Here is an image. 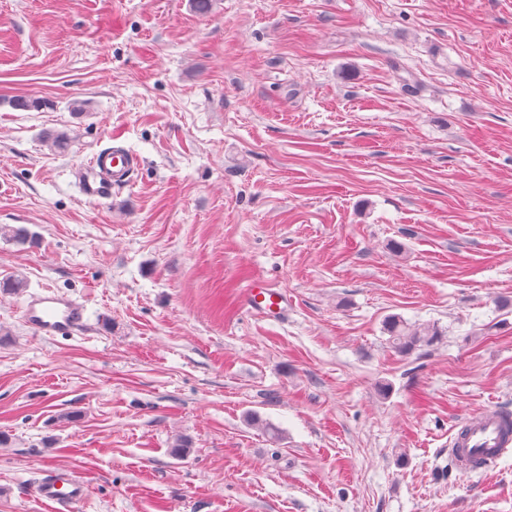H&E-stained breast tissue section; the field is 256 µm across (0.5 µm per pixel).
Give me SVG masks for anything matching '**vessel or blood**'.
Returning a JSON list of instances; mask_svg holds the SVG:
<instances>
[{"label": "vessel or blood", "instance_id": "b4317fda", "mask_svg": "<svg viewBox=\"0 0 512 512\" xmlns=\"http://www.w3.org/2000/svg\"><path fill=\"white\" fill-rule=\"evenodd\" d=\"M138 165L136 154L122 145L95 155L90 178L82 183L83 193L98 199L111 187L128 181ZM245 299L251 308L266 315L283 313L288 293L264 286L250 288ZM24 323L44 337L73 336L86 328V308L67 294L53 288L32 292L22 306ZM512 452V415L495 411L476 414L457 425L448 440V453L462 474H470ZM35 495L49 504L53 512H73L87 496L83 480L68 472L52 468L42 472L34 485Z\"/></svg>", "mask_w": 512, "mask_h": 512}]
</instances>
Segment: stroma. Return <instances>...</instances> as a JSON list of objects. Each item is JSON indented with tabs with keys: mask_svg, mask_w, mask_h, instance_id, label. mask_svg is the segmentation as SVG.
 <instances>
[{
	"mask_svg": "<svg viewBox=\"0 0 512 512\" xmlns=\"http://www.w3.org/2000/svg\"><path fill=\"white\" fill-rule=\"evenodd\" d=\"M4 225L0 512L51 466L74 512H512V454H448L512 410V0H0ZM45 286L84 333L23 323ZM390 315L443 336L395 355ZM137 165L138 156L119 143L112 146V151L95 155L89 167L93 178L87 176L82 183L84 195L90 199L104 197L112 185L127 182ZM245 299L251 308L265 315H277L285 311L288 293L285 290L265 285L261 288H248ZM512 415L496 411L476 414L453 428L448 454L468 475L512 452Z\"/></svg>",
	"mask_w": 512,
	"mask_h": 512,
	"instance_id": "obj_1",
	"label": "stroma"
}]
</instances>
